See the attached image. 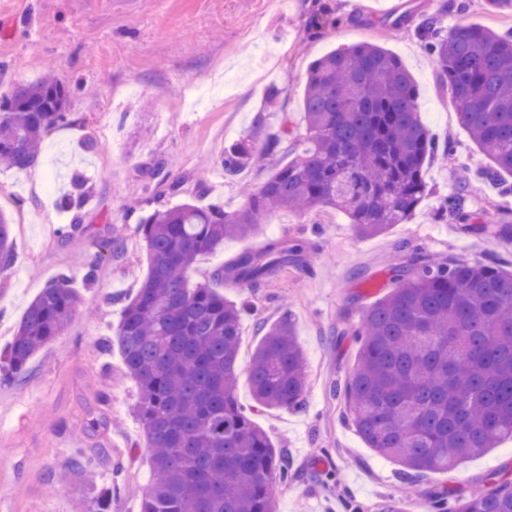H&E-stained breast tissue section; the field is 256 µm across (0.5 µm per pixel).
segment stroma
<instances>
[{
    "mask_svg": "<svg viewBox=\"0 0 512 512\" xmlns=\"http://www.w3.org/2000/svg\"><path fill=\"white\" fill-rule=\"evenodd\" d=\"M322 8L336 25L308 35L311 14ZM434 13L449 31L512 28V16L491 13L487 0H0V97L48 72L81 84L68 102L71 121L42 140L38 166L18 171L0 164V210L12 217L17 254L14 267L0 274V351L58 274L68 273L82 290L64 335L40 349L23 376L0 378V512H91L93 480L111 486L112 512H141L151 464L135 412L139 389L111 344L123 306L147 272L138 219L189 201L201 187V204L240 209L241 184L259 186L269 171L249 169L230 183L220 155L250 132L267 88L283 90L277 111L265 112L271 135L283 117L300 121L310 63L364 42L402 60L419 87L422 121L450 149L426 166L427 194L408 223L370 238L333 210L277 212L265 238H317L320 262L285 269L257 288L227 283L220 291L251 306L238 358L244 407L253 405L248 368L259 323L291 314L307 361L305 409L254 417L297 470L278 488V512H344V497L363 512H380L387 497L400 493L399 464L366 447L330 392L347 381L356 359L345 330L387 292L388 261L403 244L442 259L512 260V239L492 233L512 210V194L474 174L477 149L415 35ZM160 162L168 165L171 190L143 176ZM76 170L89 177L92 192L82 230L63 238L58 230L72 214L58 201ZM463 185L482 229L439 213ZM95 252L102 260L87 288L83 260ZM79 457L91 472L75 467ZM494 474L512 479V439L449 473L419 479L417 489L424 496L466 491Z\"/></svg>",
    "mask_w": 512,
    "mask_h": 512,
    "instance_id": "stroma-1",
    "label": "stroma"
}]
</instances>
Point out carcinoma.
Returning a JSON list of instances; mask_svg holds the SVG:
<instances>
[{"label": "carcinoma", "instance_id": "obj_1", "mask_svg": "<svg viewBox=\"0 0 512 512\" xmlns=\"http://www.w3.org/2000/svg\"><path fill=\"white\" fill-rule=\"evenodd\" d=\"M421 47L448 81L462 127L489 182L512 175V31L469 25L449 33L438 15L417 26ZM71 88L51 77L0 99V164L24 171L39 142L67 120ZM258 112L253 134L224 149V177L236 181L256 159L290 157L246 195L242 209L193 201L141 219L148 271L127 301L117 329L126 372L140 390L136 413L150 451L152 479L141 512H276L275 485L288 483V457L274 448L238 401L237 362L247 302L193 282L197 259L224 241L260 235L269 214H344L358 235L404 224L427 192L425 163L438 143L420 118L415 80L398 57L363 43L333 50L308 69L302 125L284 118L278 134ZM90 187L76 173L63 198L75 212L59 229L80 228ZM445 209L467 224L465 196ZM317 247L303 239L268 240L213 273L256 288L284 268L310 265ZM15 262L11 219L0 212V274ZM80 305L69 275L50 282L29 305L5 350L8 374L22 376L33 356L63 335ZM249 380L255 408L301 409L307 367L292 321L260 324ZM356 364L343 397L368 447L404 467L412 484L448 473L512 439V275L502 262L439 260L414 248L392 269L388 293L351 331ZM94 512H112V488L96 489ZM415 498L392 497L383 512H416ZM422 512H512V481L495 478L465 496L442 492Z\"/></svg>", "mask_w": 512, "mask_h": 512}]
</instances>
